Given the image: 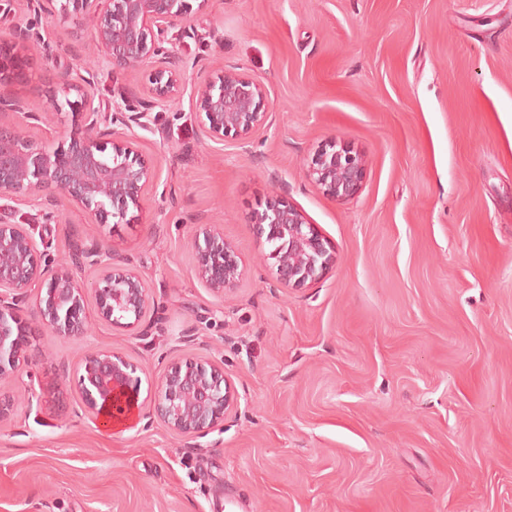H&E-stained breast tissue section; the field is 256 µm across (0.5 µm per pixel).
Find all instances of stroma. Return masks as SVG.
<instances>
[{
    "label": "stroma",
    "instance_id": "1",
    "mask_svg": "<svg viewBox=\"0 0 512 512\" xmlns=\"http://www.w3.org/2000/svg\"><path fill=\"white\" fill-rule=\"evenodd\" d=\"M192 61L176 100L136 129L159 170L130 223L67 206L39 232L53 254L101 242L146 279L136 327L35 336L32 369L62 393L28 411L26 376L0 427V512H512V0H191ZM42 40L94 60L81 15L42 20ZM36 89L0 127L59 142L28 113L51 107L58 68L29 52ZM264 88L250 143L200 132L195 88L219 69ZM361 155L357 193L310 181L314 154ZM285 198L336 263L281 287L252 218ZM214 224L243 274L216 297L193 241ZM100 349L141 379L140 419L106 435L70 374ZM208 359L237 398L223 430L185 437L152 420L171 362Z\"/></svg>",
    "mask_w": 512,
    "mask_h": 512
}]
</instances>
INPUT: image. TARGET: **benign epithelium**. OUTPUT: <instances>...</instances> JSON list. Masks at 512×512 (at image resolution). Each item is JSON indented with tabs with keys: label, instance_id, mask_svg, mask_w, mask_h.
Wrapping results in <instances>:
<instances>
[{
	"label": "benign epithelium",
	"instance_id": "obj_1",
	"mask_svg": "<svg viewBox=\"0 0 512 512\" xmlns=\"http://www.w3.org/2000/svg\"><path fill=\"white\" fill-rule=\"evenodd\" d=\"M54 0H0V13L15 18L10 38L0 39V111L19 110L17 90L31 82L30 48L40 43L38 21L55 16ZM192 10L188 0H66L61 11L81 13L93 23L102 67L108 72L152 67V100L131 92L106 105L99 98L95 74L83 75L67 64L51 94L53 112L71 113L65 141L55 147L0 129V380L19 374L28 363L36 327L23 317L28 288L38 287L39 326L59 336H82L89 322L85 285L74 269L96 267L92 291L99 318L129 327L150 305L147 282L130 268L127 257L98 244L75 245L62 261L39 248L31 224L13 221L15 201L39 207L43 224L60 221L59 203L81 207L93 224H125L129 208L139 207L154 184L153 161L140 155L132 130L148 126L150 110L180 92L186 62L172 48L169 31L183 24ZM76 93L77 99L69 98ZM201 131L222 143L244 145L265 125L268 103L261 84L235 71H220L198 86ZM365 169L362 156L347 150H322L307 175L326 194L339 200L358 190ZM256 234L271 246L276 279L288 288H305L333 266L336 256L304 215L275 198L254 216ZM195 240L197 274L217 296L241 277L235 247L214 226ZM137 366L111 350L86 355L75 367L76 387L90 414L109 409L117 419L131 416L138 405L141 379ZM234 408V394L223 371L209 361L175 362L154 384L153 412L172 431L204 436L224 425Z\"/></svg>",
	"mask_w": 512,
	"mask_h": 512
}]
</instances>
